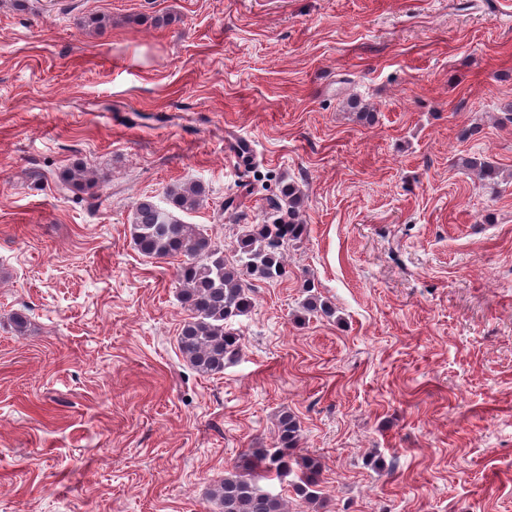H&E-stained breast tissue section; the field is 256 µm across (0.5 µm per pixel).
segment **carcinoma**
<instances>
[{
    "mask_svg": "<svg viewBox=\"0 0 512 512\" xmlns=\"http://www.w3.org/2000/svg\"><path fill=\"white\" fill-rule=\"evenodd\" d=\"M109 19L89 14L78 18V25L90 31L105 27ZM483 185L498 183L499 171L489 162L476 158L465 161ZM61 189L84 201L95 199L94 181L87 169L75 164L61 176ZM205 196L200 185L174 188L168 203L161 206L149 197L139 198L132 208V239L136 249L150 258L183 256L176 279L182 303L190 318L181 329L179 348L186 361L199 373L217 374L239 358L243 338L233 327L247 315L253 301L246 288L248 278L277 281L286 275L288 246L307 231L301 217L302 196L298 186L288 183L280 194L268 200L263 223L242 230L231 258L216 245L206 229L185 224L178 213L198 208ZM304 312L331 317L335 310L310 294L302 304ZM301 424L283 411L276 422L272 445L246 449L224 471L211 491L220 512H286L282 497L265 489L272 478L294 477L295 494L313 509L320 510L327 500L319 490L320 459L298 453Z\"/></svg>",
    "mask_w": 512,
    "mask_h": 512,
    "instance_id": "carcinoma-1",
    "label": "carcinoma"
}]
</instances>
